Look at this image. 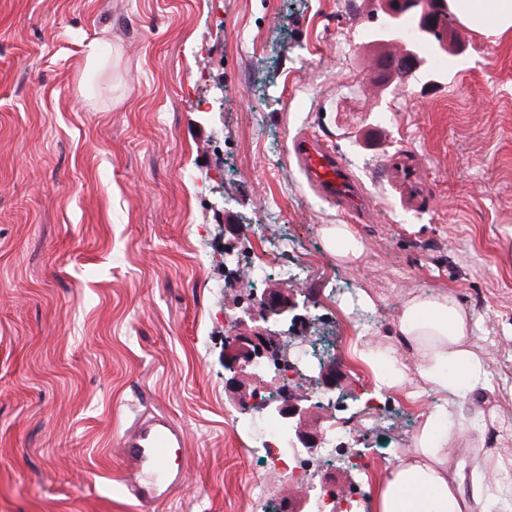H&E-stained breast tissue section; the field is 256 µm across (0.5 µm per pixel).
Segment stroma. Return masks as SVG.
Masks as SVG:
<instances>
[{"mask_svg": "<svg viewBox=\"0 0 512 512\" xmlns=\"http://www.w3.org/2000/svg\"><path fill=\"white\" fill-rule=\"evenodd\" d=\"M383 22L376 0H0V512H141L119 445L148 409L185 431L183 477L154 512L301 503L268 471L265 418L224 366L238 303L291 286L278 270L257 284L226 273L227 246L250 264L255 230L281 266L322 268L294 293L303 332L343 347L333 403L309 426L359 435L311 483L369 491L408 445L434 395L367 406L354 350L389 335L409 290L440 285L490 358L456 419L463 489L488 453L494 485L512 487V36L458 26L463 51L437 73L375 84L399 50L376 41ZM300 135L335 149L369 221L306 185L289 162ZM404 149L431 187L418 212L385 177ZM324 224L351 225L361 257L336 261ZM360 292L375 307L345 311Z\"/></svg>", "mask_w": 512, "mask_h": 512, "instance_id": "1", "label": "stroma"}]
</instances>
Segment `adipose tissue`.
<instances>
[{"label": "adipose tissue", "instance_id": "obj_1", "mask_svg": "<svg viewBox=\"0 0 512 512\" xmlns=\"http://www.w3.org/2000/svg\"><path fill=\"white\" fill-rule=\"evenodd\" d=\"M452 6L472 29L497 37L512 33V0H452ZM473 323L448 289L413 290L401 300L391 342L366 340L356 347L376 393L396 392L414 403L427 393L440 397L438 405L420 412L408 448L374 484L372 512H490L492 488L479 484L464 495L451 466L460 438L455 414L488 384L489 364L472 341ZM398 345L411 363L395 356Z\"/></svg>", "mask_w": 512, "mask_h": 512}]
</instances>
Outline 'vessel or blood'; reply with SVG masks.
<instances>
[{"label": "vessel or blood", "instance_id": "obj_1", "mask_svg": "<svg viewBox=\"0 0 512 512\" xmlns=\"http://www.w3.org/2000/svg\"><path fill=\"white\" fill-rule=\"evenodd\" d=\"M292 155L318 195L347 213L369 216L370 206L361 184L327 144L304 136L293 142ZM386 174L404 205L413 210L427 206L431 193L416 154L407 150L391 154L386 160ZM184 440L182 427L162 413L136 420L123 434L120 482L143 512H151L180 480L169 459L173 449L183 447Z\"/></svg>", "mask_w": 512, "mask_h": 512}]
</instances>
